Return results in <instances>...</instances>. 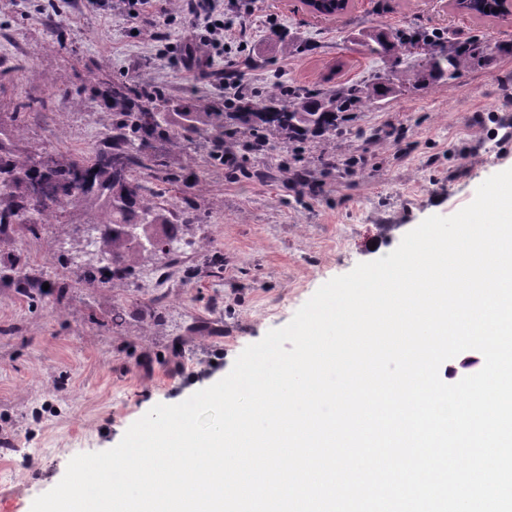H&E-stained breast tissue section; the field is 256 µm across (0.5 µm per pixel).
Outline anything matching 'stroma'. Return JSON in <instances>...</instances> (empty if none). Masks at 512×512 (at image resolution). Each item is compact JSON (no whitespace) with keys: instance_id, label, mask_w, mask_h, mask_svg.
Wrapping results in <instances>:
<instances>
[{"instance_id":"obj_1","label":"stroma","mask_w":512,"mask_h":512,"mask_svg":"<svg viewBox=\"0 0 512 512\" xmlns=\"http://www.w3.org/2000/svg\"><path fill=\"white\" fill-rule=\"evenodd\" d=\"M0 0V141L16 160L104 149L112 136L105 92L118 82L162 88L180 110L224 101L213 72L249 58L245 84L333 88L417 68L420 56H373L364 29L423 28L449 42L491 44L492 61L452 81L410 88L357 113L329 144L237 154L208 162L206 135L164 145L162 170L188 177L186 195L155 180V200L188 240L163 285L140 278L80 285L61 260L82 246L94 206L71 203L38 233L0 249V512H31L78 454L116 446L153 406L177 404L224 378L236 358L334 277L376 260L432 215L470 204L478 186L512 168V16L473 18L451 0H350L345 15L313 14L304 0H223L244 52L186 71L195 40L187 0H156L160 17L115 9L84 13L81 0ZM307 44L282 52L273 29ZM29 102L13 113L9 100ZM379 130L373 141L365 131ZM306 169L310 181L295 183Z\"/></svg>"}]
</instances>
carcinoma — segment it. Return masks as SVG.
I'll return each instance as SVG.
<instances>
[{
    "mask_svg": "<svg viewBox=\"0 0 512 512\" xmlns=\"http://www.w3.org/2000/svg\"><path fill=\"white\" fill-rule=\"evenodd\" d=\"M368 50L377 55L400 53L423 56L421 70L395 79L377 75L370 83L342 85L318 91L272 86L264 95L237 94L224 99V109L185 112L181 131L166 118L169 100L147 85L114 84L112 149L95 154L71 153L63 159L33 155L19 162L11 148L0 142V226L26 224L31 232L55 219L63 204L92 198L102 210L92 224V241L99 264H82L68 257L63 266L75 282L88 288L116 285L133 277L138 257L150 252L177 254V225L147 193L146 183L161 180L184 192L180 179L159 175L155 151L171 141L190 140L213 131L219 141H233L246 151L264 149L269 137L292 143L318 142L336 134L355 113L407 87L453 80L472 66L490 62L487 49L477 41L448 46L438 33L394 29L360 33ZM44 182L40 195L36 183Z\"/></svg>",
    "mask_w": 512,
    "mask_h": 512,
    "instance_id": "carcinoma-1",
    "label": "carcinoma"
}]
</instances>
